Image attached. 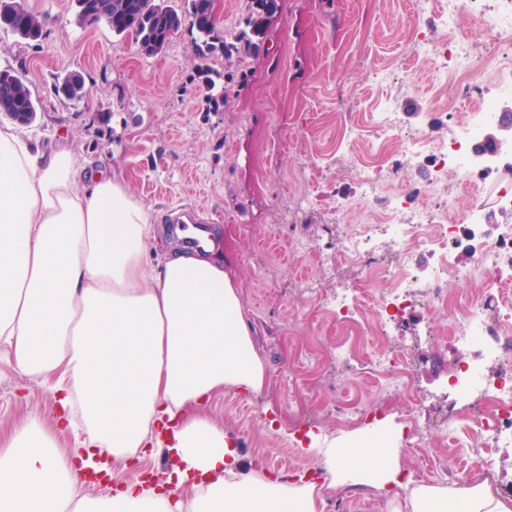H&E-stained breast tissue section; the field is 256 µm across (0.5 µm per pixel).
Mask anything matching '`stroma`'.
Wrapping results in <instances>:
<instances>
[{"mask_svg":"<svg viewBox=\"0 0 512 512\" xmlns=\"http://www.w3.org/2000/svg\"><path fill=\"white\" fill-rule=\"evenodd\" d=\"M260 46L243 57L223 52L200 57L188 29L164 51L147 57L134 41L106 24H74L73 0H25L45 19L40 41L25 43L0 33V70L10 68L38 102L30 132L43 147H64L78 158L102 160L131 191L153 206L160 223L199 216L215 230L216 253L235 276L256 350L265 359L268 388L256 398L225 392L210 414L236 437L241 454L261 457L272 470L303 475L316 456L293 441L310 430L320 442L346 434L336 404L357 401L399 415L400 397L362 377L360 364L337 367L326 349V316L308 319L312 302L305 280L320 291L354 278L348 268L320 276L321 219L334 213L346 224L369 217L357 203V179H339L336 136L344 117L370 121L378 102L393 96L405 127L447 136L429 112L434 78L418 65L413 80L389 84L378 75L393 69L414 33H435L433 14L410 15L407 0H277ZM73 72L85 96L72 102L55 86ZM223 88L211 100L207 82ZM276 130L286 149L253 161L256 141ZM309 198L304 222L277 224L281 194ZM308 249L296 251L294 239ZM445 319L427 307L391 328L394 347L413 362L412 380L428 393L421 415L434 421L448 409L443 383L456 349L431 333ZM309 395L308 417H288L291 386ZM53 417L52 393L20 375L0 378V430L29 413ZM324 512H387L377 490L325 492Z\"/></svg>","mask_w":512,"mask_h":512,"instance_id":"35a3bbf8","label":"stroma"}]
</instances>
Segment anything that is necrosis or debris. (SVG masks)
Here are the masks:
<instances>
[{"mask_svg":"<svg viewBox=\"0 0 512 512\" xmlns=\"http://www.w3.org/2000/svg\"><path fill=\"white\" fill-rule=\"evenodd\" d=\"M420 13H434L444 32L435 42L421 33L413 41L414 60L431 65L437 94L431 102L439 118L452 124L447 139L432 141L420 131L407 130L392 98H385L375 112L371 127L344 124L337 150L344 153L361 141L373 140L382 150L379 166L363 165L349 174L362 185V201L371 209L364 224L327 225L320 251V267L331 271L351 266L359 271L350 282L310 295L329 313L346 339L337 340L330 353L337 361L367 357L369 377L385 380L389 389L402 393L408 411L401 420V448L413 453L447 442L449 431L463 428L464 448L472 461L463 480L497 486L491 462L500 449L512 447V358H507L502 336L512 333V267L501 266L512 258V225L492 224L488 205L512 214V182L499 176L504 160H512V142L501 141L483 158L471 151L495 125L498 113L512 102V74L503 75L483 56L486 43L512 45V0H417ZM468 14L475 22L473 33L456 34V19ZM494 92H487L486 83ZM419 163L430 169L431 192L426 202L404 192L395 193L387 208L379 201L385 192L381 173L396 174L401 167ZM460 189L449 200L448 184ZM437 255L426 274H418L408 262L416 250ZM465 250L471 264L458 267L456 250ZM475 279L489 275L497 292V306L487 311L481 293L465 303L448 294V275ZM386 281L379 293L368 291L370 282ZM445 310L447 318L436 333L450 337L470 356L458 360L451 385L467 403L466 412L449 408L436 430H428L420 417L423 395L414 389L407 357L391 351L384 329L396 317L423 303Z\"/></svg>","mask_w":512,"mask_h":512,"instance_id":"4bbe7bcc","label":"necrosis or debris"}]
</instances>
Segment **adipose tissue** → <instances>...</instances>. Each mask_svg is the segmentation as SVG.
Instances as JSON below:
<instances>
[{
  "instance_id": "ef3b65f1",
  "label": "adipose tissue",
  "mask_w": 512,
  "mask_h": 512,
  "mask_svg": "<svg viewBox=\"0 0 512 512\" xmlns=\"http://www.w3.org/2000/svg\"><path fill=\"white\" fill-rule=\"evenodd\" d=\"M156 233L123 179L0 127V376L48 387L59 412L0 436V512H323L339 486L383 491L390 512H512L483 485L405 484L399 448L371 435L319 448L316 481L244 461L208 414L267 382L236 281L209 243L150 262ZM149 457L170 470L139 469Z\"/></svg>"
}]
</instances>
